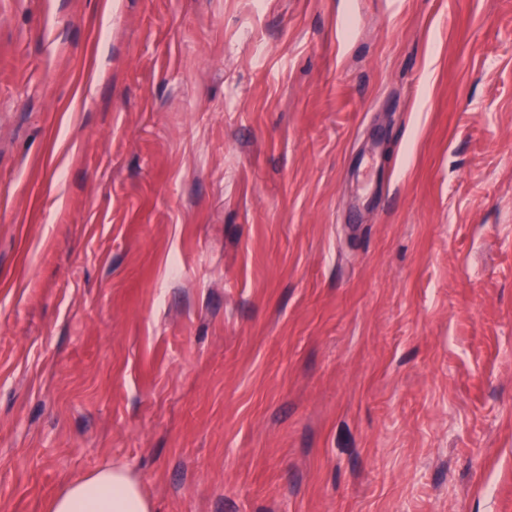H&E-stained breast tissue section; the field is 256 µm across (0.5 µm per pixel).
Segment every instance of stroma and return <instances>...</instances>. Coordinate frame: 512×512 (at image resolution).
I'll list each match as a JSON object with an SVG mask.
<instances>
[{"mask_svg":"<svg viewBox=\"0 0 512 512\" xmlns=\"http://www.w3.org/2000/svg\"><path fill=\"white\" fill-rule=\"evenodd\" d=\"M512 512V0H0V512ZM49 512H153V505L125 466L109 465L68 483Z\"/></svg>","mask_w":512,"mask_h":512,"instance_id":"obj_1","label":"stroma"}]
</instances>
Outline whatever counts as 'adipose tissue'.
<instances>
[{
    "instance_id": "ef3b65f1",
    "label": "adipose tissue",
    "mask_w": 512,
    "mask_h": 512,
    "mask_svg": "<svg viewBox=\"0 0 512 512\" xmlns=\"http://www.w3.org/2000/svg\"><path fill=\"white\" fill-rule=\"evenodd\" d=\"M49 512H153V505L126 467L109 465L68 483Z\"/></svg>"
}]
</instances>
